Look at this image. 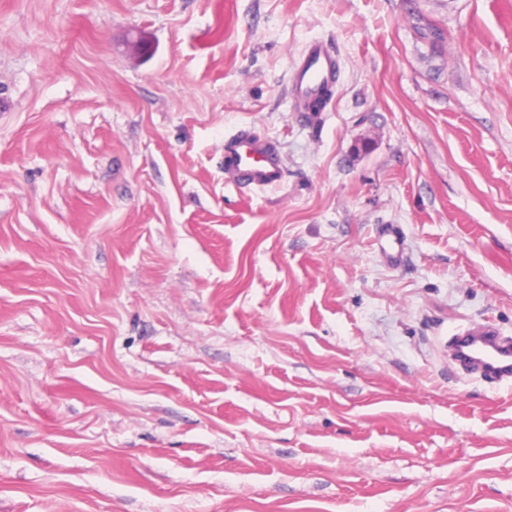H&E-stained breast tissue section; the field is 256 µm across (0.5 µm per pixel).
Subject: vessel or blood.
I'll return each instance as SVG.
<instances>
[{
	"mask_svg": "<svg viewBox=\"0 0 512 512\" xmlns=\"http://www.w3.org/2000/svg\"><path fill=\"white\" fill-rule=\"evenodd\" d=\"M339 66L331 46L317 41L308 45L296 63L291 94L300 112L326 111L330 93L338 78ZM224 170L237 187L262 189L281 184L285 164L275 141L268 136L242 128L224 137ZM378 247L394 263L405 255V241L397 229L380 235ZM454 358L482 375L512 379V339L500 336L491 328L471 329L451 338Z\"/></svg>",
	"mask_w": 512,
	"mask_h": 512,
	"instance_id": "vessel-or-blood-1",
	"label": "vessel or blood"
}]
</instances>
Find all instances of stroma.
I'll return each mask as SVG.
<instances>
[{
    "label": "stroma",
    "mask_w": 512,
    "mask_h": 512,
    "mask_svg": "<svg viewBox=\"0 0 512 512\" xmlns=\"http://www.w3.org/2000/svg\"><path fill=\"white\" fill-rule=\"evenodd\" d=\"M241 127L280 186L225 183ZM485 323L512 0H0V512H512V382L448 356ZM336 53L321 41L308 45L295 64L291 94L297 112H324L332 101L333 86L338 82ZM378 247L383 250L386 257L394 263H399L405 255V241L396 228L388 229L380 235Z\"/></svg>",
    "instance_id": "stroma-1"
}]
</instances>
